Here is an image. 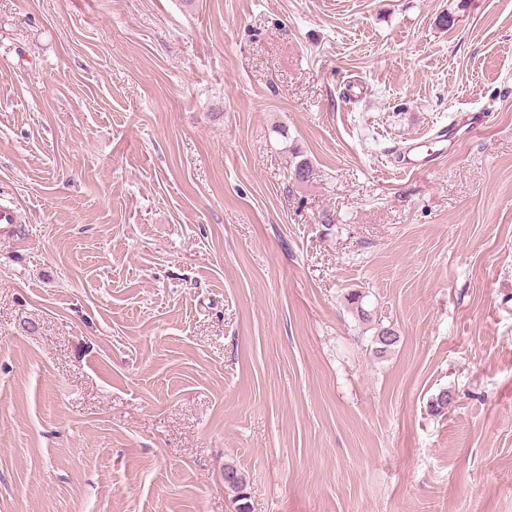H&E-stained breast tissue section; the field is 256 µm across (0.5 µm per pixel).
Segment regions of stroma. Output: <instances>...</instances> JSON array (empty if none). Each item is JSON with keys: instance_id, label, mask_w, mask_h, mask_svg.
<instances>
[{"instance_id": "obj_1", "label": "stroma", "mask_w": 512, "mask_h": 512, "mask_svg": "<svg viewBox=\"0 0 512 512\" xmlns=\"http://www.w3.org/2000/svg\"><path fill=\"white\" fill-rule=\"evenodd\" d=\"M1 202L0 512H512V0H0ZM453 122L448 126V138L454 139L456 132L464 128V136L466 139L486 128L489 123V116L484 110L469 111L460 114V120L454 124ZM423 144L420 141H415L408 144L403 152L400 162V168L404 171L415 170L429 163L431 160L437 158L434 154L426 153L422 150Z\"/></svg>"}]
</instances>
